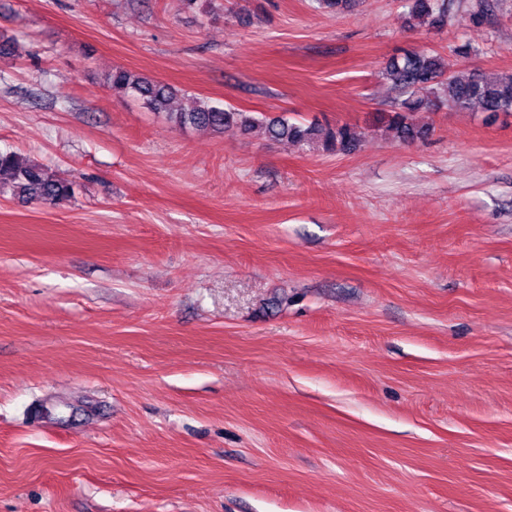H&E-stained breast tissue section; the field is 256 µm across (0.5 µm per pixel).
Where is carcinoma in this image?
Wrapping results in <instances>:
<instances>
[{"mask_svg": "<svg viewBox=\"0 0 512 512\" xmlns=\"http://www.w3.org/2000/svg\"><path fill=\"white\" fill-rule=\"evenodd\" d=\"M447 21L446 0H411V26L441 28ZM382 76L400 92L386 128L401 141L427 138L430 128L416 125L412 114L438 104L446 103L459 110L477 105L485 112L512 114V72H462L450 59L411 50L390 58ZM109 85L112 90L137 98L149 109L165 114L179 128H202L224 134L248 132L260 125L273 142L316 144L328 154L347 151L358 142L355 131L347 124L306 125L292 123L283 116L259 118L249 112L226 110L208 99L197 101L187 112H172L175 90L171 86L124 67L112 69ZM8 191L26 201L53 207L69 203L75 195L73 183L55 178L46 167L12 153H0V194Z\"/></svg>", "mask_w": 512, "mask_h": 512, "instance_id": "carcinoma-1", "label": "carcinoma"}]
</instances>
